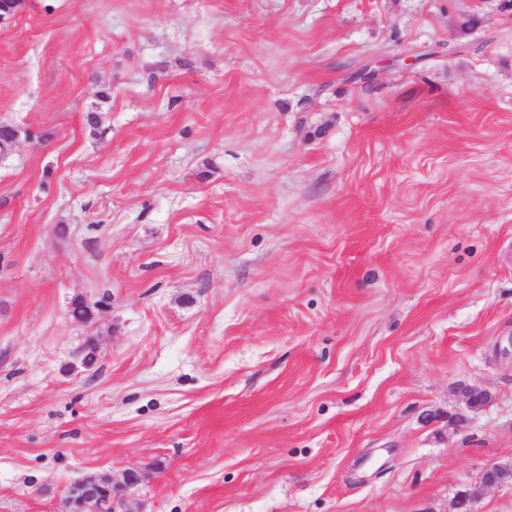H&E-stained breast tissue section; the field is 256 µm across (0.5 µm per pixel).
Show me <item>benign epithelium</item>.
Listing matches in <instances>:
<instances>
[{
  "label": "benign epithelium",
  "mask_w": 512,
  "mask_h": 512,
  "mask_svg": "<svg viewBox=\"0 0 512 512\" xmlns=\"http://www.w3.org/2000/svg\"><path fill=\"white\" fill-rule=\"evenodd\" d=\"M97 352L96 339L88 338L81 351L85 369L95 366ZM141 482L142 473L137 468L125 470L119 481L107 475L80 480L68 489L62 512H134L131 503ZM503 486H512V465H487L479 480L458 494L456 512H475L474 505L488 490Z\"/></svg>",
  "instance_id": "7a95c632"
}]
</instances>
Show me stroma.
<instances>
[{
  "label": "stroma",
  "instance_id": "stroma-1",
  "mask_svg": "<svg viewBox=\"0 0 512 512\" xmlns=\"http://www.w3.org/2000/svg\"><path fill=\"white\" fill-rule=\"evenodd\" d=\"M0 124V512H453L512 462L499 0H22ZM512 486V465L489 464L478 481L458 494L456 512H475L474 505L492 488ZM141 482L136 468L125 470L120 481L107 475L80 480L68 489L62 512H142L131 508Z\"/></svg>",
  "mask_w": 512,
  "mask_h": 512
}]
</instances>
